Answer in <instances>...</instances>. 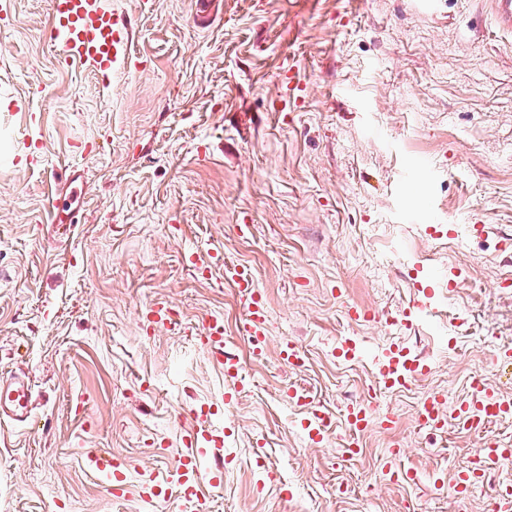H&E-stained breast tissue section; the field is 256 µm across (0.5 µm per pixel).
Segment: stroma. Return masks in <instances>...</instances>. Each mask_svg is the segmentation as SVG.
Listing matches in <instances>:
<instances>
[{"label":"stroma","mask_w":512,"mask_h":512,"mask_svg":"<svg viewBox=\"0 0 512 512\" xmlns=\"http://www.w3.org/2000/svg\"><path fill=\"white\" fill-rule=\"evenodd\" d=\"M110 3L131 15L143 63L107 87L58 65L46 0H0V379L34 392L28 423L0 419V512H170L139 491L171 471L189 407L224 429L206 456L223 479L202 486L216 512H490L512 468L456 498L482 439L415 414L431 391L455 404L475 375L512 394L492 362L512 344V48L476 0H219L206 28L195 0ZM290 78L303 92L285 106ZM76 173V223H49L46 196L70 194ZM216 245L256 273L264 359L249 356L222 270L204 279L188 261ZM430 273L431 306L413 286ZM156 301L177 306L180 329L145 333ZM411 305V327L386 324ZM209 316L243 368L230 409L231 378L190 336ZM285 337L303 368L280 361ZM344 337L427 370L374 394L373 363L334 355ZM293 384L315 408L365 402L392 420L343 459L344 422L311 447L282 399ZM95 448L123 461L121 500L92 473Z\"/></svg>","instance_id":"obj_1"}]
</instances>
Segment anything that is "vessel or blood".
Here are the masks:
<instances>
[{
	"label": "vessel or blood",
	"instance_id": "vessel-or-blood-1",
	"mask_svg": "<svg viewBox=\"0 0 512 512\" xmlns=\"http://www.w3.org/2000/svg\"><path fill=\"white\" fill-rule=\"evenodd\" d=\"M480 10L504 38L512 44V0H478ZM51 45L62 63L85 64L104 77L136 68L137 60L131 51L133 31L128 13L111 8L106 0H51L50 12ZM219 267L224 278L231 282L244 309L247 341L254 357H264L268 350L269 308L257 287L253 269L244 264L225 262L221 248H214L208 261L199 263L202 271ZM149 326L161 330L175 324L178 313L167 302L158 301L145 312ZM195 342L211 351L224 369L226 376L234 378L240 372L238 362L224 350V322L216 317L206 319L203 329L195 334ZM378 388L386 392L410 387L419 373L417 366L406 364L398 349L382 352L377 364ZM282 396L291 406L303 409L300 422L310 444L324 446L334 424L330 412L311 410L307 407L302 389L291 386ZM33 391L30 383L17 377L10 382H0V417H9L16 422H26L31 416ZM512 418V399L500 395L481 380H473L469 394L458 401L454 409H447L442 394L432 393L425 397L416 411L420 425L433 430H444L448 423L468 432L487 433L496 420ZM348 429L347 452H354L360 438L373 422L369 406L353 403L343 414ZM184 449L177 458L173 470L162 482L141 488V497L148 502L174 501L179 505H193L195 512H203L206 500L201 493L202 481L216 484L222 480L220 468L203 469L200 449L207 444L222 446L223 439L213 430L203 427L198 416H191L183 426ZM91 460L99 473L111 477L113 496H122L125 477L121 462L100 451H93ZM512 467V447L489 440L482 448L476 467L457 471L453 489L464 494L482 481L494 468Z\"/></svg>",
	"mask_w": 512,
	"mask_h": 512
}]
</instances>
